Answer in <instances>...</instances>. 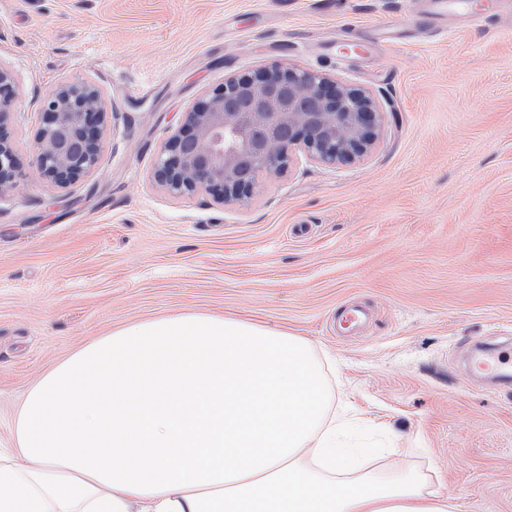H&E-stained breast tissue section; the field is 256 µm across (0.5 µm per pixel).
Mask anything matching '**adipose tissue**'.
Wrapping results in <instances>:
<instances>
[{"mask_svg": "<svg viewBox=\"0 0 512 512\" xmlns=\"http://www.w3.org/2000/svg\"><path fill=\"white\" fill-rule=\"evenodd\" d=\"M301 337L187 312L98 337L43 375L0 452V512H458L422 472L339 445Z\"/></svg>", "mask_w": 512, "mask_h": 512, "instance_id": "ef3b65f1", "label": "adipose tissue"}]
</instances>
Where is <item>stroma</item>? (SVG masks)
Returning a JSON list of instances; mask_svg holds the SVG:
<instances>
[{"label":"stroma","mask_w":512,"mask_h":512,"mask_svg":"<svg viewBox=\"0 0 512 512\" xmlns=\"http://www.w3.org/2000/svg\"><path fill=\"white\" fill-rule=\"evenodd\" d=\"M290 62L375 90L363 161L296 154L246 207L152 179L186 110L225 77ZM22 162L0 196V448L30 386L106 331L182 312L305 339L332 410L379 473L438 474L459 512H512V36L415 0H0ZM92 81L99 167L65 188L33 157L41 100ZM371 319L335 329L339 310Z\"/></svg>","instance_id":"obj_1"}]
</instances>
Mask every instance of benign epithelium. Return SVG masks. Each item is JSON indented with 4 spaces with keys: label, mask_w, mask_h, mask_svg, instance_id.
<instances>
[{
    "label": "benign epithelium",
    "mask_w": 512,
    "mask_h": 512,
    "mask_svg": "<svg viewBox=\"0 0 512 512\" xmlns=\"http://www.w3.org/2000/svg\"><path fill=\"white\" fill-rule=\"evenodd\" d=\"M16 86L14 72L0 64V195L17 188L21 166L8 132ZM104 106L101 89L90 82L63 81L43 99L35 160L46 181L65 188L99 166ZM381 122L371 89L274 64L226 77L184 112L161 146L152 178L173 198L205 191L222 205L244 207L298 152L331 168L365 159Z\"/></svg>",
    "instance_id": "1"
}]
</instances>
